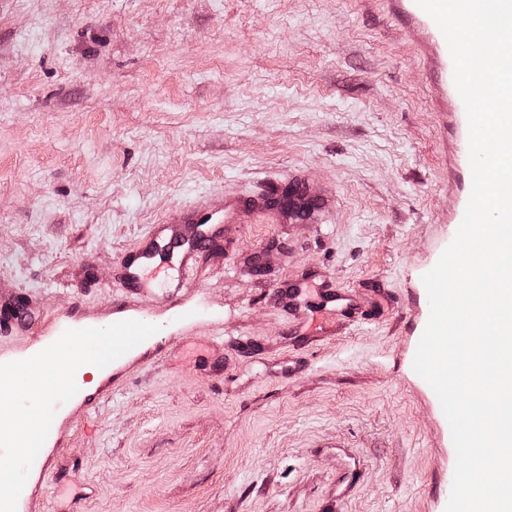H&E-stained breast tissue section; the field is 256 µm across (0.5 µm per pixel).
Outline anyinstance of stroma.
<instances>
[{"label":"stroma","mask_w":512,"mask_h":512,"mask_svg":"<svg viewBox=\"0 0 512 512\" xmlns=\"http://www.w3.org/2000/svg\"><path fill=\"white\" fill-rule=\"evenodd\" d=\"M396 0H0V359L149 317L60 404L23 512H445L451 429L409 353L469 197L464 127ZM242 211L174 309L120 267L197 201ZM359 294L335 315L321 275ZM297 289V314L267 292Z\"/></svg>","instance_id":"obj_1"}]
</instances>
